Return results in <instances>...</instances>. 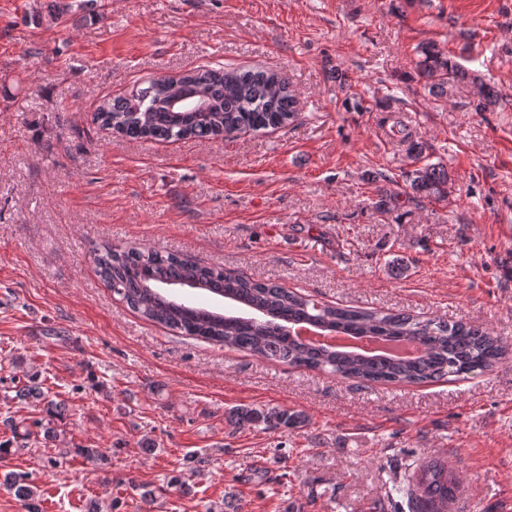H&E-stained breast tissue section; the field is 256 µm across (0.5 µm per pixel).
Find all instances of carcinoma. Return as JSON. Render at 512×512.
Listing matches in <instances>:
<instances>
[{
    "label": "carcinoma",
    "instance_id": "carcinoma-1",
    "mask_svg": "<svg viewBox=\"0 0 512 512\" xmlns=\"http://www.w3.org/2000/svg\"><path fill=\"white\" fill-rule=\"evenodd\" d=\"M417 53L418 74L432 94L443 97L465 87L474 111L485 112L497 104V91L436 44H423ZM183 92L196 95L204 108L173 107L171 98ZM298 107L288 78L277 72L204 68L161 76L137 93L105 99L94 121L130 139L205 140L284 126L296 118ZM404 182L415 194L448 195V173L436 164L405 172ZM94 262L112 293L147 321L180 336L222 343L340 379L417 385L446 376L481 375L512 356L511 346L477 325L340 307L174 253L106 245L94 254ZM171 288L205 291L236 308L217 312L170 293ZM297 324L344 336L415 342L421 354L393 358L316 346L292 335ZM229 420L238 427L276 430L296 427L304 416L290 409L238 407L229 412ZM27 479L11 471L0 476V484L14 491L27 512H39L37 488ZM459 483V474L445 463L419 464L388 488L390 512H448Z\"/></svg>",
    "mask_w": 512,
    "mask_h": 512
}]
</instances>
